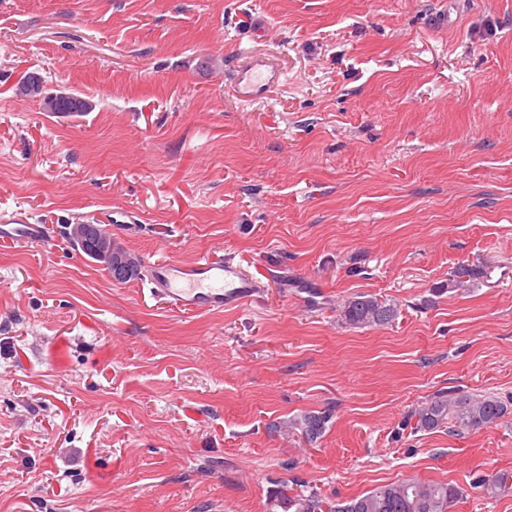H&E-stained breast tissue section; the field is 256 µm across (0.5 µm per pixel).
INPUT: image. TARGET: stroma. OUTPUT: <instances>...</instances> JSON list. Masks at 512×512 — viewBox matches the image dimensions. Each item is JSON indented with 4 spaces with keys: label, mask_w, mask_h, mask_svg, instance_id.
<instances>
[{
    "label": "stroma",
    "mask_w": 512,
    "mask_h": 512,
    "mask_svg": "<svg viewBox=\"0 0 512 512\" xmlns=\"http://www.w3.org/2000/svg\"><path fill=\"white\" fill-rule=\"evenodd\" d=\"M0 0V512H267L408 478L512 512V415L418 432L438 391L512 400V0ZM262 37H252L255 27ZM282 75L240 106L239 55ZM80 92L82 116L19 97ZM128 212V224L110 222ZM229 259L248 306L169 309L69 237ZM478 275L450 280L460 264ZM394 304L382 327L345 303ZM329 411L316 442L274 423ZM0 223V240L38 243L48 236L46 225L32 224L30 218L22 214H1ZM344 317L353 326H384L396 319L397 309L375 296L358 295L345 304ZM472 488L480 495L489 497L512 492V473L506 471L491 478L478 480Z\"/></svg>",
    "instance_id": "1"
}]
</instances>
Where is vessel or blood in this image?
Segmentation results:
<instances>
[{
    "instance_id": "b4317fda",
    "label": "vessel or blood",
    "mask_w": 512,
    "mask_h": 512,
    "mask_svg": "<svg viewBox=\"0 0 512 512\" xmlns=\"http://www.w3.org/2000/svg\"><path fill=\"white\" fill-rule=\"evenodd\" d=\"M280 73L268 60H255L234 73V92L243 104L264 99L278 82ZM48 236L46 225L31 223L29 217L13 213L0 215V240L38 243ZM152 290L178 311L210 312L240 307L255 296L256 281L233 261L201 256L191 261L174 257L147 264Z\"/></svg>"
}]
</instances>
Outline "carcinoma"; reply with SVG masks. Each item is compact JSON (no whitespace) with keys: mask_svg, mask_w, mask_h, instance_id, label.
Segmentation results:
<instances>
[{"mask_svg":"<svg viewBox=\"0 0 512 512\" xmlns=\"http://www.w3.org/2000/svg\"><path fill=\"white\" fill-rule=\"evenodd\" d=\"M92 102L79 94L70 93L61 98L43 96L42 109L50 114L80 115L91 111ZM85 255L103 264L110 276H115L111 260L120 259L127 269V277H134L141 267V259L119 244L112 246V259H102L90 251ZM344 317L353 326H384L397 317L394 305L375 296L358 295L345 304ZM512 414V406L494 396L481 398L460 392L442 391L432 396L410 415L415 420L414 430L432 432L448 426L463 430H479L498 424ZM328 415L306 412L289 422V427L300 430L309 441H316L325 431ZM482 496L495 497L512 492V473L502 472L473 484ZM463 491L448 483H426L413 480L389 483L376 487L364 495L346 502L329 503L316 494H288L287 486L274 491L270 497L273 507L282 512H449Z\"/></svg>","mask_w":512,"mask_h":512,"instance_id":"obj_1","label":"carcinoma"}]
</instances>
